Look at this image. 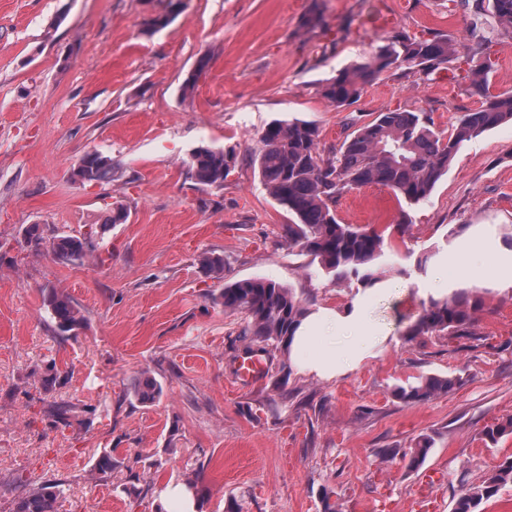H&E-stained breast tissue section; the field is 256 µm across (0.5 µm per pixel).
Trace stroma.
Instances as JSON below:
<instances>
[{"label":"stroma","mask_w":512,"mask_h":512,"mask_svg":"<svg viewBox=\"0 0 512 512\" xmlns=\"http://www.w3.org/2000/svg\"><path fill=\"white\" fill-rule=\"evenodd\" d=\"M0 0V512L29 485L62 484L58 512H156L167 485L200 476L196 512H452L461 484L479 483L512 434L484 430L512 417V289L481 288L475 335L405 332L421 315L419 286L450 243L483 225L512 227V123L466 142L412 225L389 240L387 290L369 315L393 341L331 381L298 373L287 349L271 352L262 381L235 382V338L245 317L225 312L226 285L265 278L306 308L341 306L354 287L335 284L284 239L288 215L250 157L275 120L315 124L321 145L393 110L427 112L450 130L478 106L465 91L468 28L491 36L490 80L512 92V35L464 0ZM318 10L324 23L308 29ZM173 13L166 27L148 21ZM452 38L455 55L431 74H384L338 107L326 80L398 33ZM209 69L186 96L200 56ZM234 152L223 187L188 174L192 151ZM110 155L117 177L84 185L71 172L88 153ZM126 223L106 225L113 205ZM404 210L388 189L366 186L337 207L345 224L379 230ZM77 235L102 228L95 255L63 264L26 248L22 229ZM224 258L205 273L201 252ZM68 293L85 317L76 335L55 333L41 290ZM55 361L68 378L44 390L34 365ZM149 374L162 396L142 405L131 383ZM454 375L448 393L406 404L395 386ZM81 414L55 426L52 402ZM434 444L408 469L387 450L418 437ZM116 465H95L105 451ZM436 475L427 483V475Z\"/></svg>","instance_id":"stroma-1"}]
</instances>
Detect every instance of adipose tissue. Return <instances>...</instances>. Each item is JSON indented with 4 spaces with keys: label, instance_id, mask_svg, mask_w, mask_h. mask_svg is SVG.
Listing matches in <instances>:
<instances>
[{
    "label": "adipose tissue",
    "instance_id": "adipose-tissue-1",
    "mask_svg": "<svg viewBox=\"0 0 512 512\" xmlns=\"http://www.w3.org/2000/svg\"><path fill=\"white\" fill-rule=\"evenodd\" d=\"M441 263L445 270L437 275L439 287L421 289L422 297L438 298L474 284L512 288V247L489 238L483 231H470L460 243L449 245ZM383 290V283L378 282L357 291L342 307H319L307 313L288 347L295 369L333 380L377 357L390 338L372 326L369 307L373 297ZM330 328L349 329L345 347L333 349L326 345L325 332Z\"/></svg>",
    "mask_w": 512,
    "mask_h": 512
}]
</instances>
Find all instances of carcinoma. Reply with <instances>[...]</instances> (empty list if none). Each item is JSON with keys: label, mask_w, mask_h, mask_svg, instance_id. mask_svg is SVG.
Here are the masks:
<instances>
[{"label": "carcinoma", "mask_w": 512, "mask_h": 512, "mask_svg": "<svg viewBox=\"0 0 512 512\" xmlns=\"http://www.w3.org/2000/svg\"><path fill=\"white\" fill-rule=\"evenodd\" d=\"M470 8L477 17L492 14L502 31H512V0H472ZM469 35L467 58L473 61L485 54L492 39L475 26ZM454 54L453 41L446 34L434 33L429 38L397 34L364 61L339 71L323 85L321 94L338 107L350 105L385 72L428 74L447 64ZM209 62L206 55L198 59L194 72L183 83L184 92L194 91ZM489 72L486 62L471 67L468 93L479 99L480 106L465 113L446 136L432 129L431 117L425 112L391 111L380 113L342 142L324 149L320 147L319 131L311 123L299 119L271 122L261 135L252 163L268 194L291 215V223L284 225L288 246L317 259L338 283L356 281L370 286L379 281L387 252L384 233L341 223L336 216L337 204L345 194L368 185L391 190L409 206L426 200L464 143L512 121V92L490 94ZM234 163V155L229 152L199 147L192 153L189 173L203 186L221 187ZM115 170L112 157L95 152L79 160L73 176L84 183L104 184L112 182ZM23 238L34 250H43L62 262L82 261L94 252L92 248L83 249L79 237L48 236L38 224L24 227ZM199 264L217 277L224 272V258L212 252L202 253ZM221 303L224 311L246 316V324L237 336L245 353L259 343L275 349L287 345L307 312L291 289L263 278L225 286ZM43 304L61 333L74 332L84 323V316L63 291L43 289ZM484 308L475 288L432 298L406 336L410 340L429 335L473 336ZM458 383L459 378L453 375H431L414 385L397 386L392 394L406 404L419 403L449 392ZM131 393L139 403L151 404L162 394V386L144 376L132 385ZM50 413L54 423L66 427L75 416L76 406L54 404ZM507 434H512V417L489 427L484 437L496 442ZM430 448L432 439L420 437L412 448L402 452V460L408 461V468L416 469ZM511 484L510 455L480 483L462 488L453 512H479L482 502ZM61 494L57 483L32 487L13 502L12 512H56Z\"/></svg>", "instance_id": "carcinoma-1"}]
</instances>
